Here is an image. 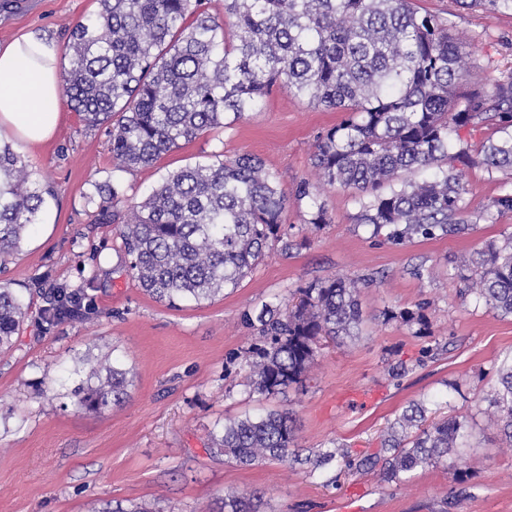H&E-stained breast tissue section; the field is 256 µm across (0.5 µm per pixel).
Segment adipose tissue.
I'll return each mask as SVG.
<instances>
[{
	"label": "adipose tissue",
	"instance_id": "1",
	"mask_svg": "<svg viewBox=\"0 0 512 512\" xmlns=\"http://www.w3.org/2000/svg\"><path fill=\"white\" fill-rule=\"evenodd\" d=\"M59 57L56 41L40 30L0 44V136L27 148L52 138L61 115Z\"/></svg>",
	"mask_w": 512,
	"mask_h": 512
}]
</instances>
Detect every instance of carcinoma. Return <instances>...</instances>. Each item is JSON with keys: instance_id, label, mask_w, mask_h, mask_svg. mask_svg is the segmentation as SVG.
<instances>
[{"instance_id": "carcinoma-1", "label": "carcinoma", "mask_w": 512, "mask_h": 512, "mask_svg": "<svg viewBox=\"0 0 512 512\" xmlns=\"http://www.w3.org/2000/svg\"><path fill=\"white\" fill-rule=\"evenodd\" d=\"M95 17L70 32L62 91L90 130L109 129L113 172L155 165L203 132L255 110L273 88L284 87L318 107L346 113L317 136L312 156L322 184L349 191L359 206L356 223L404 245L411 239L457 234L466 218V168L512 173V71L489 87L462 89L470 77L468 52L449 22L420 15L411 0H224V15L203 0H98ZM467 9L512 11V0H457ZM490 122L495 136L478 149L459 130ZM431 175L414 181L407 175ZM100 220L121 225L129 271L143 291L177 307L209 301L237 288L280 242L288 194L263 160L214 152L204 163L168 172L138 203L120 179L93 184ZM296 200L309 201L306 223H326L324 204L310 183ZM44 202L41 185L19 153L0 144V268L17 253ZM478 298L512 315V233L492 244L471 269ZM353 278H328L298 289L300 300L266 303L242 313L266 346L246 358L249 393H285L306 378L317 339L359 334L361 311ZM77 292L59 288L46 297L45 320L74 316ZM30 304L0 283V352L27 317ZM132 381L121 364L99 363L73 391L75 404L103 412L122 405ZM512 447V362L499 370L488 398ZM425 408L414 404L390 423L378 453L360 461L379 468L381 480L403 477L448 458L467 434L456 417L422 427ZM294 418L266 410L217 424L210 450L240 467L301 460L328 469L349 456L321 448L294 449ZM261 497L228 494L220 512H260ZM97 512H157L142 503L109 502Z\"/></svg>"}]
</instances>
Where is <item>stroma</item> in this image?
<instances>
[{"label": "stroma", "instance_id": "1", "mask_svg": "<svg viewBox=\"0 0 512 512\" xmlns=\"http://www.w3.org/2000/svg\"><path fill=\"white\" fill-rule=\"evenodd\" d=\"M412 5L449 19L483 75L512 70L511 11L465 10L455 0ZM97 11L98 0H0V43L36 28L64 48L72 28ZM61 115L53 138L22 154L33 179L53 190L45 207L54 221L39 222L0 270V281L33 298L13 349L0 354V512H91L112 500L152 503L158 512H213L227 492L260 494L261 512H512V449L486 399L499 367L512 359V317L462 294L457 275L512 232V213L395 245L356 223L349 192L326 189L325 224H307V201L289 200L287 243H272L235 290L175 309L141 290L126 269L118 225L98 223L85 199L93 183L113 176L106 131L87 129L69 104ZM341 118L278 87L230 127L120 178L137 202L167 172L215 152H250L291 193L301 181L317 183L310 161L316 137ZM467 179L473 213L512 193L510 174L478 165ZM338 276L362 280L360 336L321 340L303 384L249 397L245 356L261 340L243 323V311ZM59 287L78 291L80 313L51 325L40 309L44 293ZM112 359L133 378L129 399L101 413L79 409L71 392L86 379L89 362ZM398 366L405 374L392 376ZM414 403L430 417L465 420L468 435L447 465L416 470L399 483L372 471L313 473L289 462L241 467L205 450L216 423L286 409L296 418L299 447L332 441L360 459Z\"/></svg>", "mask_w": 512, "mask_h": 512}]
</instances>
